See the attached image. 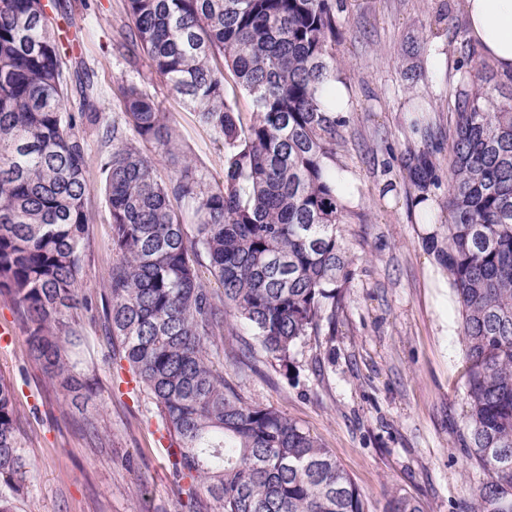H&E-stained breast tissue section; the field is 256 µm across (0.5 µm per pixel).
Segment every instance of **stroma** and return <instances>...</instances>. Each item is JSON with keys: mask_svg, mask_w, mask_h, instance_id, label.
<instances>
[{"mask_svg": "<svg viewBox=\"0 0 512 512\" xmlns=\"http://www.w3.org/2000/svg\"><path fill=\"white\" fill-rule=\"evenodd\" d=\"M335 16L336 72L354 104L336 144L343 244L354 259L336 333L310 337L286 374L267 358L252 370L222 353L212 361L244 401L272 406L317 437L370 512H383L394 492L423 512H464L482 474L458 444L466 421L460 317L431 243L451 222L448 145L432 157L439 179L428 192L433 223L420 222L418 193L399 168L404 152L425 146L410 125L412 101L426 105L442 134L453 130L448 98L461 83L463 0H336ZM127 23L124 0H72L60 22L72 44L67 67L89 70L107 119L118 85H145L172 114L196 171L222 178L224 154L210 132L146 60L133 64L119 52ZM111 149L89 132L94 187L80 278L93 309L77 317L87 383L78 402L64 400L30 357L24 317L0 294V377L14 387L21 452L33 465L17 512H188L185 483L159 440V413L104 330L108 274L121 258L99 187Z\"/></svg>", "mask_w": 512, "mask_h": 512, "instance_id": "35a3bbf8", "label": "stroma"}]
</instances>
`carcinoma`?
<instances>
[{
  "mask_svg": "<svg viewBox=\"0 0 512 512\" xmlns=\"http://www.w3.org/2000/svg\"><path fill=\"white\" fill-rule=\"evenodd\" d=\"M120 47L179 96L224 149V177L196 176L170 113L122 85L105 124L71 88L57 19L67 0H0V293L28 324L30 351L64 391L85 383L65 346L89 232L85 128L112 153L101 163L112 242L107 335L120 340L178 444L173 466L216 512H369L349 474L281 411L248 403L212 369L224 318L247 325L289 370L310 336L336 333V289L352 259L342 242L334 0H124ZM454 95L447 244L438 256L459 307L468 459L484 474L465 512H512V93L496 97L478 65ZM247 97L243 121L239 97ZM159 165H170L167 179ZM411 183L435 185L430 152L409 154ZM205 266L220 288L200 278ZM11 385L0 377V479L27 477ZM383 512H422L391 495Z\"/></svg>",
  "mask_w": 512,
  "mask_h": 512,
  "instance_id": "obj_1",
  "label": "carcinoma"
}]
</instances>
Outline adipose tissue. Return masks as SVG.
<instances>
[{
	"mask_svg": "<svg viewBox=\"0 0 512 512\" xmlns=\"http://www.w3.org/2000/svg\"><path fill=\"white\" fill-rule=\"evenodd\" d=\"M467 36L498 70L512 73V0H465Z\"/></svg>",
	"mask_w": 512,
	"mask_h": 512,
	"instance_id": "1",
	"label": "adipose tissue"
}]
</instances>
